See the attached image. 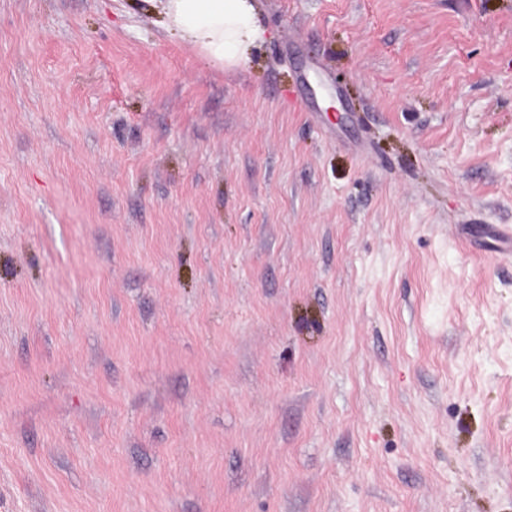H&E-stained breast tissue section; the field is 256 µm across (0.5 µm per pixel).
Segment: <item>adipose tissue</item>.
<instances>
[{
  "label": "adipose tissue",
  "instance_id": "obj_1",
  "mask_svg": "<svg viewBox=\"0 0 512 512\" xmlns=\"http://www.w3.org/2000/svg\"><path fill=\"white\" fill-rule=\"evenodd\" d=\"M168 31L207 60L237 68L265 39L254 0H146Z\"/></svg>",
  "mask_w": 512,
  "mask_h": 512
}]
</instances>
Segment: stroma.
<instances>
[{"label":"stroma","instance_id":"35a3bbf8","mask_svg":"<svg viewBox=\"0 0 512 512\" xmlns=\"http://www.w3.org/2000/svg\"><path fill=\"white\" fill-rule=\"evenodd\" d=\"M258 19L0 0V512H512V0ZM255 0H145L170 32L224 68L248 61L265 39Z\"/></svg>","mask_w":512,"mask_h":512}]
</instances>
